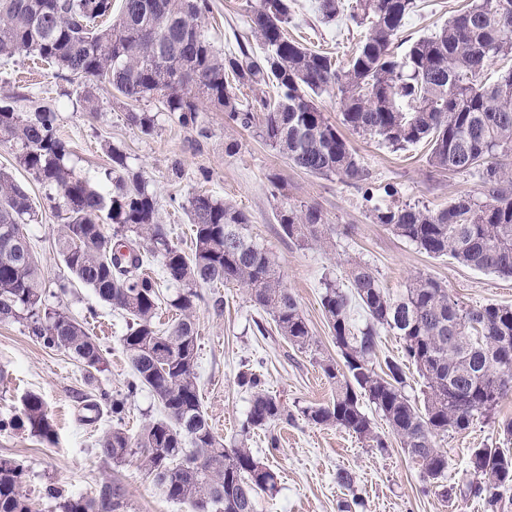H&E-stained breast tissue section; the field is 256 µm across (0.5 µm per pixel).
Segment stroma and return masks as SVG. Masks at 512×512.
Returning a JSON list of instances; mask_svg holds the SVG:
<instances>
[{
    "instance_id": "obj_1",
    "label": "stroma",
    "mask_w": 512,
    "mask_h": 512,
    "mask_svg": "<svg viewBox=\"0 0 512 512\" xmlns=\"http://www.w3.org/2000/svg\"><path fill=\"white\" fill-rule=\"evenodd\" d=\"M211 13L205 31L217 49L226 52L248 33L250 7L258 0H210ZM401 36L415 39L443 25L465 0H416ZM315 0H295L294 19L288 32L306 47L332 55L345 66L362 35L347 15L324 23L317 17ZM79 78L56 77L40 60L19 55L0 60V98L10 99L16 111L25 113L47 105L58 110L60 131L73 149L76 173L91 183L102 182L110 161L103 144L122 146L132 168L143 174L159 203L161 222L169 238L190 250L192 226L183 210L193 194L206 192L235 204L251 217V232L278 257L284 282L307 320L314 343L306 349L292 345L274 329L271 317L254 306L245 290L214 288L197 308L199 394L215 434L231 446L245 442L253 454L275 469L278 490L258 498L255 512H343L346 501L358 499L352 512H487L468 484L472 449L502 447L497 429L512 419V394L506 395L494 414L479 418L464 432H448L435 439L448 455L444 485L453 489L443 497L440 489L426 485L418 463L409 458L381 416H373V430L386 441L375 448L339 427L308 423L301 408L329 402L334 388L325 377V361L341 355L321 305L326 282L347 286L346 272L354 260L368 263L391 297H399L408 282L424 276L442 282L461 305H512V277L479 271L449 256L432 257L394 235L386 226L373 223L361 183L338 177H317L293 168L267 145L255 130L228 123L223 113L206 109L203 130L180 125L157 100L139 102L140 110L154 117L151 134H143L127 119L126 101L113 98L99 86V110L84 112ZM237 142L235 154L224 152L227 142ZM349 141L369 172L375 200L394 186L401 200L442 209L458 195H478L480 180L474 173L440 171L426 161L427 143L395 152L374 139L350 136ZM180 161L184 174L172 179V161ZM0 171L24 185L33 199L38 218L26 225L32 251L44 273L46 288H54L67 276L55 239L64 212L56 201L55 188L35 180L16 159L10 144H0ZM321 209L332 228L325 245L298 246L284 237L273 218L277 202ZM51 307L83 320L93 338L106 349V361L94 379H87L79 362L68 354L44 348L32 336L25 320L0 323V419L21 416L27 393L46 403L56 432L45 442L29 430L0 432V458L23 465V491L38 512H57L46 494L57 485L76 496H93L102 483H120L129 504L128 512H187L185 505L166 498L136 461L112 463L98 452V440L111 425L109 414L99 421H83L85 398L108 394L126 398L123 427L134 435L161 408L145 389L127 396L131 378L129 361L120 339L127 331V317L102 302L89 288L78 285ZM257 370L267 387L287 403L293 421L276 426L277 448H269L263 432L242 436L251 395L238 383L240 372ZM354 474L353 489L336 483L338 470Z\"/></svg>"
}]
</instances>
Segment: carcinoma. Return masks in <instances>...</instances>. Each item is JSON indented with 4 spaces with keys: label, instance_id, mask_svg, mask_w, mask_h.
I'll return each instance as SVG.
<instances>
[{
    "label": "carcinoma",
    "instance_id": "cac0c4a2",
    "mask_svg": "<svg viewBox=\"0 0 512 512\" xmlns=\"http://www.w3.org/2000/svg\"><path fill=\"white\" fill-rule=\"evenodd\" d=\"M342 8V0L316 4L325 23L335 21ZM416 8V0H356L350 20L367 30L339 68L327 54L288 38L292 0H259L251 10L249 35L229 55L205 34L210 0H122L115 17L112 0H0V59L25 54L64 77L84 79L86 86L104 84L127 102L156 97L184 127L200 126L206 103L228 122L256 129L295 168L364 180L368 172L359 155L325 116L321 97L334 91L341 124L351 133L376 138L394 152L426 141L430 166L475 172L481 179V200L464 194L438 210L396 201L375 204L374 223L429 256L449 255L465 266L512 276V68L492 84L483 80L489 61L512 53V0H471L398 56L392 41ZM253 40L263 46L262 55L250 50ZM272 82L273 96L244 102L237 94ZM128 121L144 134L153 131L147 112L131 110ZM0 142L15 146L19 164L60 192L66 222L57 246L70 273L56 290L43 288L37 261L25 259L4 232L12 224L31 223L37 210L28 192L1 171L0 322L26 320L43 347L70 354L90 376L104 363L103 350L79 320L49 308L48 298L80 284L124 312L123 349L132 369L128 394L148 389L163 417L133 438L120 426L125 400L113 399L108 412L115 425L98 441L99 455L114 463L139 461L163 494L189 512H255L257 498L276 491L279 475L245 444L226 448L213 432L199 396L194 313L205 300L203 289L235 286L273 317L289 342L304 349L314 339L275 256L250 235L249 215L206 193L194 194L185 206L193 227L186 253L159 224L156 196L142 174L128 170L120 149L105 145L111 166L104 184L93 186L75 174L55 109L38 107L24 115L1 100ZM103 214L113 229L105 227ZM274 219L300 246L330 239L331 228L315 206L280 204ZM150 259L160 264L163 283L177 287L169 306L179 318L166 331L155 326L163 283L140 273ZM347 278L368 321L353 329L350 295L333 282L325 285L322 307L343 364H322L335 396L305 407L302 415L383 448L360 403L367 399L401 448L420 462L423 480L435 484L448 470V455L434 438L469 429L477 415L493 412L512 392V306L464 308L448 289L423 276L395 300L362 261L350 265ZM382 328L401 336L406 363L424 380L423 406L405 394L402 364L389 361L386 373L375 371ZM239 383L251 391L242 433L264 430L270 447H277L272 429L292 419L288 405L254 373H241ZM16 427L48 442L55 438L36 393L25 395L22 417L0 420V431ZM470 464L471 491L496 509L512 487V452L475 448ZM23 475L19 463L0 460V512H37L23 493ZM47 494L59 512L127 508L124 488L112 481L92 497L69 496L59 487Z\"/></svg>",
    "mask_w": 512,
    "mask_h": 512
}]
</instances>
